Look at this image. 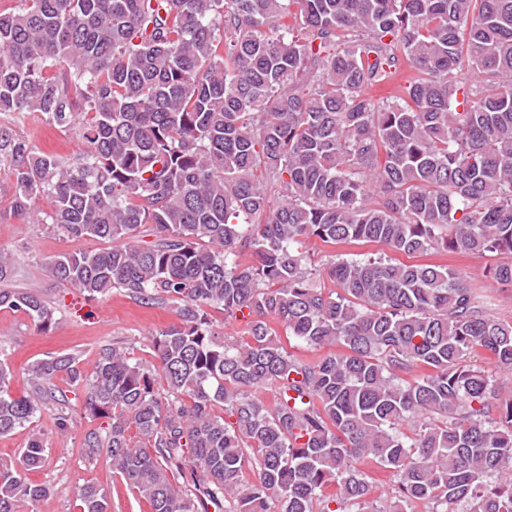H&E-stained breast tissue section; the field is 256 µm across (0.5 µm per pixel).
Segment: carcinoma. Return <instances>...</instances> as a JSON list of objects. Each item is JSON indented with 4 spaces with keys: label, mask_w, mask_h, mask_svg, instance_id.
Returning a JSON list of instances; mask_svg holds the SVG:
<instances>
[{
    "label": "carcinoma",
    "mask_w": 512,
    "mask_h": 512,
    "mask_svg": "<svg viewBox=\"0 0 512 512\" xmlns=\"http://www.w3.org/2000/svg\"><path fill=\"white\" fill-rule=\"evenodd\" d=\"M26 112L84 148L47 154L0 122L10 212L110 243L53 256L51 274L178 322L152 365L114 345L89 369L39 359L25 398L0 360V437L62 402L64 375L100 421L83 454L106 452L152 512H512V396L490 403L477 366L512 372V320L425 261L512 254V0H17L0 11V114ZM312 238L389 253L329 255L328 290ZM14 277L0 251V309L52 328ZM211 309L243 335L216 336ZM275 323L332 351L301 359ZM46 459L33 433L0 463V512L57 493L27 478ZM369 466L390 473L384 499ZM79 500L110 512L95 483Z\"/></svg>",
    "instance_id": "1"
}]
</instances>
